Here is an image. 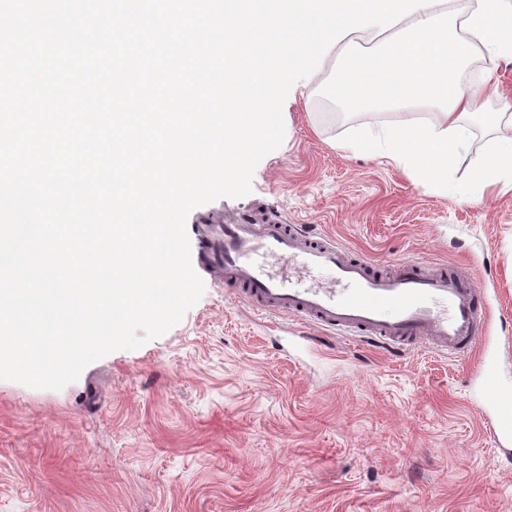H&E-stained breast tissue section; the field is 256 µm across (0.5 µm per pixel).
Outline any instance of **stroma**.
Returning <instances> with one entry per match:
<instances>
[{
  "mask_svg": "<svg viewBox=\"0 0 512 512\" xmlns=\"http://www.w3.org/2000/svg\"><path fill=\"white\" fill-rule=\"evenodd\" d=\"M331 53L289 94L285 139L251 192L192 210L303 224L355 258L457 267L491 302L490 354L512 380V193L456 186L339 142L356 126L433 122L437 105L345 109ZM182 321L89 364L62 390L0 381V512H512V462L478 391L480 360L416 345L398 355L312 320L255 310L201 271Z\"/></svg>",
  "mask_w": 512,
  "mask_h": 512,
  "instance_id": "obj_1",
  "label": "stroma"
}]
</instances>
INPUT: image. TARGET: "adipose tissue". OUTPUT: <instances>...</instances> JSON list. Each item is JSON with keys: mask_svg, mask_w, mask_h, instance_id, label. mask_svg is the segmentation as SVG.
<instances>
[{"mask_svg": "<svg viewBox=\"0 0 512 512\" xmlns=\"http://www.w3.org/2000/svg\"><path fill=\"white\" fill-rule=\"evenodd\" d=\"M408 22L405 33L380 39L370 52L353 51L351 39H343L348 62L327 93L349 109L438 102L443 112L428 124L360 126L340 150L377 154L417 185L434 186L447 183L465 148L463 132L477 126L491 145L470 168L461 193L478 202L488 191L512 192V136L498 133L504 114L484 109L485 95L499 91L502 64L512 63V0H478L460 19L425 8ZM476 51L483 63L472 70L468 62Z\"/></svg>", "mask_w": 512, "mask_h": 512, "instance_id": "obj_1", "label": "adipose tissue"}]
</instances>
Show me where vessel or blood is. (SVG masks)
<instances>
[{"label": "vessel or blood", "instance_id": "vessel-or-blood-1", "mask_svg": "<svg viewBox=\"0 0 512 512\" xmlns=\"http://www.w3.org/2000/svg\"><path fill=\"white\" fill-rule=\"evenodd\" d=\"M198 242L204 265L223 273L225 283L246 285L252 305L266 313L307 317L324 330L351 332L399 352L425 342L462 356L486 342L484 290L455 272H426L424 261L403 259L393 274L379 275L334 240L314 239L304 226L276 217L213 224L200 230ZM260 253L301 274L321 272L328 283L298 287L257 265ZM481 386L493 409L494 437L512 440V381L489 362Z\"/></svg>", "mask_w": 512, "mask_h": 512}]
</instances>
